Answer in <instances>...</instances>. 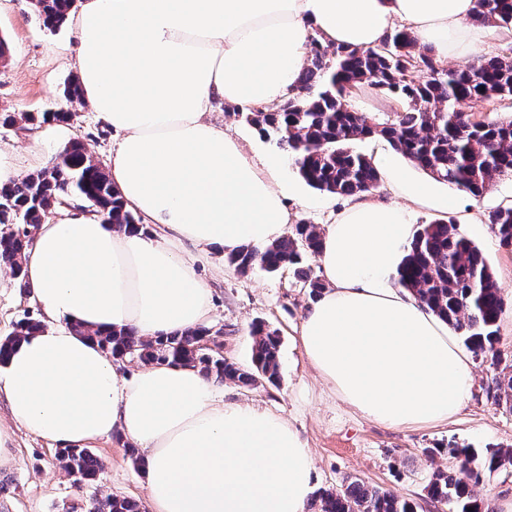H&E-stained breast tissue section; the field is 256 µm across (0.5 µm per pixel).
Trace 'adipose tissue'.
Segmentation results:
<instances>
[{
	"label": "adipose tissue",
	"instance_id": "adipose-tissue-1",
	"mask_svg": "<svg viewBox=\"0 0 512 512\" xmlns=\"http://www.w3.org/2000/svg\"><path fill=\"white\" fill-rule=\"evenodd\" d=\"M478 0H78L81 96L119 136L106 173L150 233L115 229L72 204L23 253L41 328L0 364V467L15 429L87 448L120 432L146 463L152 512H307L314 456L300 433L189 365L122 373L89 336L152 338L207 325L212 292L195 252L285 235L295 192L283 161H255L210 118L223 100L288 98L311 39L369 48L407 27L438 59L480 34ZM414 235L408 207L350 197L325 225L326 287L298 329L304 356L362 416L434 426L469 400L472 359L409 293L388 288Z\"/></svg>",
	"mask_w": 512,
	"mask_h": 512
}]
</instances>
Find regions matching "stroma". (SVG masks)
<instances>
[{
  "instance_id": "obj_1",
  "label": "stroma",
  "mask_w": 512,
  "mask_h": 512,
  "mask_svg": "<svg viewBox=\"0 0 512 512\" xmlns=\"http://www.w3.org/2000/svg\"><path fill=\"white\" fill-rule=\"evenodd\" d=\"M0 36L10 48L0 59L1 112L71 113L69 122L56 126L54 136H43V124L23 129L0 127V148L17 165L20 176L45 168L70 142H82L98 162H105L118 138L82 103L67 102L63 90L77 78L73 67L76 35L71 24L48 31L40 24L31 0H0ZM354 150L375 157L392 154L396 167L412 182L433 187L442 195L453 194L449 184L435 181L381 139L354 142ZM343 197L299 186L287 207L296 221L322 225L341 208ZM488 259L507 302L499 322L498 347L512 356V250L499 247L487 224L464 228ZM202 279L213 293L211 330H223L224 357L245 367L250 363L252 325L264 323L277 330L280 340V380L277 385L245 388L228 382L224 398L251 401L271 409L300 433L315 458V489L340 486L346 477L394 491L414 500L420 512H449L434 506L426 486L436 470H452L453 459L442 455L448 443L482 449L512 448V408L488 397L492 376L483 364H475L471 398L450 422L415 428H390L355 412L322 382L303 355L296 337L302 314L310 302L291 271L240 274L224 260L220 249L197 262ZM29 296L15 287L8 271H0V339L16 324L39 318ZM437 456H429V449ZM93 453L102 467L92 484L75 487L58 465L57 448L25 430H17L10 467L0 468V512H79L89 499L108 495L129 496L147 503L146 475L135 465L116 438L94 442Z\"/></svg>"
}]
</instances>
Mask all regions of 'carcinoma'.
Instances as JSON below:
<instances>
[{"label": "carcinoma", "mask_w": 512, "mask_h": 512, "mask_svg": "<svg viewBox=\"0 0 512 512\" xmlns=\"http://www.w3.org/2000/svg\"><path fill=\"white\" fill-rule=\"evenodd\" d=\"M33 2L38 19L49 31L59 29L74 6V0ZM475 21L511 26L512 0H478ZM362 88L401 103V110L354 111L350 97ZM504 99L512 100V57H480L448 68L432 48L418 46L411 31L398 26L381 44L368 49L329 48L312 40L297 91L279 110L251 109L245 119L287 153L301 178L318 191L341 196L377 191L381 185L377 166L372 158L354 151L352 144L381 138L434 180L480 198L494 179L512 176V120L486 119L460 111V105ZM68 197L89 201L117 229L147 232L124 207L106 172L83 144L71 143L52 165L0 187V206H7L0 210V264L9 269L17 288H23L20 257L35 227ZM486 224L499 246L511 250L512 206L490 210ZM322 242L315 225L301 222L292 234L263 248L244 245L225 253L224 261L242 274L256 268L274 273L288 267L315 299L325 284L311 275L305 262L320 252ZM396 281L488 364L492 377L487 394L512 408V358L497 347L498 323L507 302L480 248L452 220H434L416 231L396 270ZM39 328L34 320L17 324L14 333L0 341V362L17 340ZM209 336V329L198 327L153 340L130 329L92 338L117 362L187 364L207 377L242 387L278 383L277 332L263 324L253 326L251 362L246 367L207 355L202 343ZM437 452L453 458L456 469L435 471L427 498L451 512H480L474 487L485 474L512 467V448L489 446L480 453L450 443ZM56 460L68 476L83 483L94 480L100 469L99 459L88 448H61ZM310 508L311 512H417L418 505L348 477L336 489L318 491ZM87 512L141 510L132 498L108 496L90 499Z\"/></svg>", "instance_id": "1"}]
</instances>
